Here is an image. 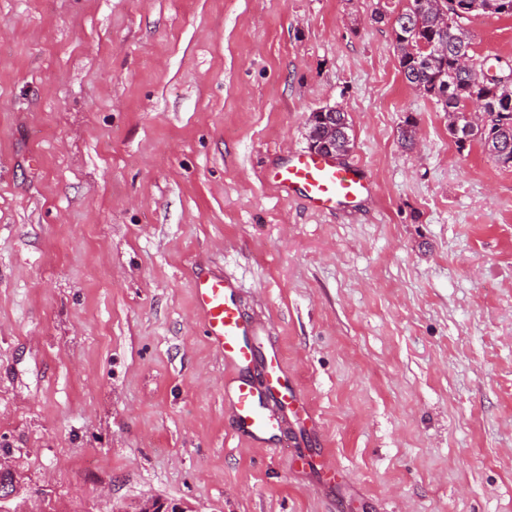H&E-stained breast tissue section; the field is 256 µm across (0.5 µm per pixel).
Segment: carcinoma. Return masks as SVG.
<instances>
[{"instance_id":"cac0c4a2","label":"carcinoma","mask_w":512,"mask_h":512,"mask_svg":"<svg viewBox=\"0 0 512 512\" xmlns=\"http://www.w3.org/2000/svg\"><path fill=\"white\" fill-rule=\"evenodd\" d=\"M474 9L466 16L453 12L443 17L431 6V0H407L394 24L399 72L404 81L435 99L442 111L459 114L458 122L448 124V134L463 148L466 143L478 141L489 157L501 168H512V118L503 119L502 114H512V91L496 88L491 84L481 87L477 76L484 66L476 62L472 50V39L465 28L470 17L488 13L495 0H470ZM434 40L445 45L447 52L430 58L416 49L419 40ZM467 55L471 64L462 67L458 58ZM484 98L485 111L491 118L485 124L468 121L461 115V100L470 96ZM308 139L323 146L344 149L349 153L353 140H345L342 131H351L348 113L325 108L310 113ZM416 121L408 116L399 127V140L404 146L414 143Z\"/></svg>"}]
</instances>
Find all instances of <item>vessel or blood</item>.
Segmentation results:
<instances>
[{"instance_id": "obj_1", "label": "vessel or blood", "mask_w": 512, "mask_h": 512, "mask_svg": "<svg viewBox=\"0 0 512 512\" xmlns=\"http://www.w3.org/2000/svg\"><path fill=\"white\" fill-rule=\"evenodd\" d=\"M265 178L278 192H301L310 208L322 212L369 200L375 192L373 181L358 163L311 151L296 152L268 170ZM236 287L232 277L197 274L194 305L210 347L224 359V397L235 416L237 433L262 446L275 435L278 414H293L310 425L317 419L290 379L282 355L259 356V335L234 299ZM254 366L262 369L263 385L243 376L244 370Z\"/></svg>"}]
</instances>
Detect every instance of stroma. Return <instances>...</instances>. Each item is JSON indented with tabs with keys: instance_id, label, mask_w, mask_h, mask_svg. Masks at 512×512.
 <instances>
[{
	"instance_id": "obj_1",
	"label": "stroma",
	"mask_w": 512,
	"mask_h": 512,
	"mask_svg": "<svg viewBox=\"0 0 512 512\" xmlns=\"http://www.w3.org/2000/svg\"><path fill=\"white\" fill-rule=\"evenodd\" d=\"M404 4L0 0L8 512H512V168L403 80ZM467 28L512 63V17ZM326 106L375 182L351 214L264 177ZM200 267L238 281L317 430L238 438Z\"/></svg>"
}]
</instances>
